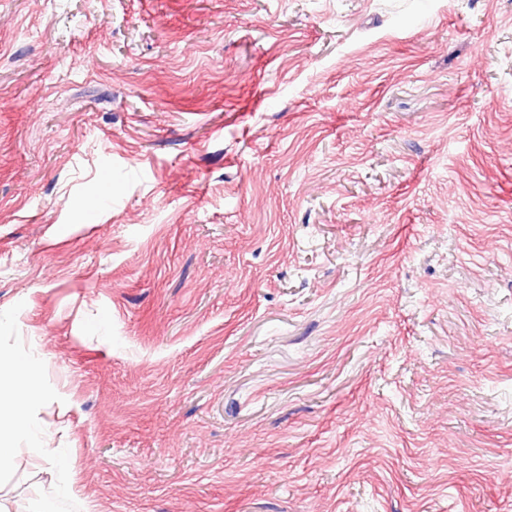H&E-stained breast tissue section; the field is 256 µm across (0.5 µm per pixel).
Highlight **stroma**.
<instances>
[{"mask_svg": "<svg viewBox=\"0 0 512 512\" xmlns=\"http://www.w3.org/2000/svg\"><path fill=\"white\" fill-rule=\"evenodd\" d=\"M31 360L16 512H512V0H0Z\"/></svg>", "mask_w": 512, "mask_h": 512, "instance_id": "stroma-1", "label": "stroma"}]
</instances>
